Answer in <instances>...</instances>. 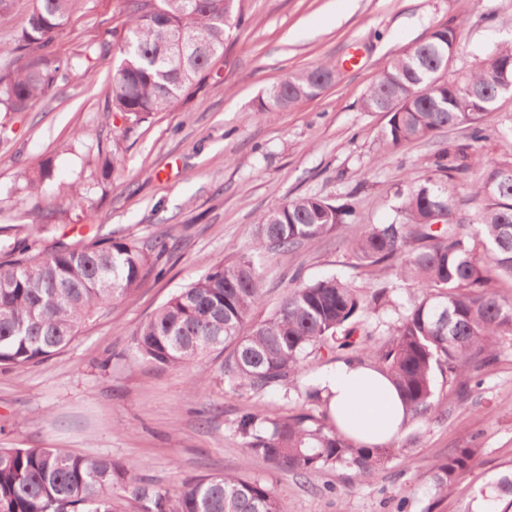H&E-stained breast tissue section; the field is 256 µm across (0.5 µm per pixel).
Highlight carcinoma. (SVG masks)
Returning <instances> with one entry per match:
<instances>
[{
	"instance_id": "obj_1",
	"label": "carcinoma",
	"mask_w": 512,
	"mask_h": 512,
	"mask_svg": "<svg viewBox=\"0 0 512 512\" xmlns=\"http://www.w3.org/2000/svg\"><path fill=\"white\" fill-rule=\"evenodd\" d=\"M82 0H34L18 38L24 62L0 64V112H27L90 55L110 44L57 55L55 38ZM121 29L112 30L122 59L112 76L108 111L138 125L173 111L198 87L216 61L227 57L228 31L242 19L241 0H122ZM457 28L433 27L395 53L361 101L365 112L387 118L383 140L399 147L464 127L468 143L450 141L433 155L432 175L398 193L387 224H367L357 204L302 196L271 209L256 225L253 253L218 264L172 295L134 333L137 354L168 368L197 369L224 355V382L257 393L303 389L308 401L322 391L301 383L312 351L368 363L399 390L412 420L448 408L436 395L437 378L463 386L478 376L502 337L512 335V298L495 291L512 284V157L487 159L473 149L486 138L482 119L512 92V40L496 44L469 70L443 73L456 54ZM336 76L333 63L290 73L259 100L262 112H280L320 96ZM448 223L433 227L436 215ZM340 224H358L349 241L352 265L380 281L366 297L335 276L295 285L277 310L242 327L263 302L256 256L289 252L321 240ZM32 240L0 258V364L24 368L65 348L86 319L139 288L144 247L126 239L90 244L59 242L48 251ZM409 289L408 305L374 340L370 314L394 289ZM243 447L269 467L312 475L343 467L366 479L401 449L358 448L336 427L307 413L272 419L259 411L237 419ZM478 449L458 448L438 461L431 489L439 495L470 472ZM127 494L131 512H170L167 493L141 484L121 463L52 448H0V512H114L112 494ZM512 494V476L481 493L483 512L498 494ZM175 512H284L274 491L258 480L230 474L187 478Z\"/></svg>"
}]
</instances>
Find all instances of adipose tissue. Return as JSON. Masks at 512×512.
I'll list each match as a JSON object with an SVG mask.
<instances>
[{
    "instance_id": "ef3b65f1",
    "label": "adipose tissue",
    "mask_w": 512,
    "mask_h": 512,
    "mask_svg": "<svg viewBox=\"0 0 512 512\" xmlns=\"http://www.w3.org/2000/svg\"><path fill=\"white\" fill-rule=\"evenodd\" d=\"M315 384L328 400L338 432L361 448H384L399 435L407 419L402 397L380 371L341 362L320 374Z\"/></svg>"
}]
</instances>
